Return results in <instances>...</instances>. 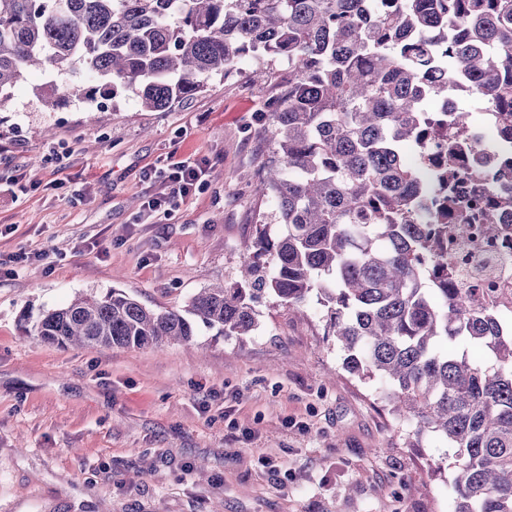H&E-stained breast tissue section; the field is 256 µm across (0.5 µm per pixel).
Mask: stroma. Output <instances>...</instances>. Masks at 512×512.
Wrapping results in <instances>:
<instances>
[{
  "mask_svg": "<svg viewBox=\"0 0 512 512\" xmlns=\"http://www.w3.org/2000/svg\"><path fill=\"white\" fill-rule=\"evenodd\" d=\"M258 69L272 79L253 81ZM287 75L284 60L248 58L155 112L131 91L48 109L40 72L11 89L0 261H34L0 270V512H453L452 448L433 434L406 446L411 424L390 414L384 384L342 372L319 295L298 309L261 296L251 335L200 324L158 349L61 348L25 331L115 288L165 310L232 284L243 241L274 221L253 188ZM171 152L206 167L205 187L143 218V174ZM21 167L37 190L11 191Z\"/></svg>",
  "mask_w": 512,
  "mask_h": 512,
  "instance_id": "stroma-1",
  "label": "stroma"
}]
</instances>
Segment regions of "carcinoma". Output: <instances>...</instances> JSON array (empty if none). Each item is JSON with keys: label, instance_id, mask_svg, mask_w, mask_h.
<instances>
[{"label": "carcinoma", "instance_id": "carcinoma-1", "mask_svg": "<svg viewBox=\"0 0 512 512\" xmlns=\"http://www.w3.org/2000/svg\"><path fill=\"white\" fill-rule=\"evenodd\" d=\"M254 54L288 62L268 113L274 155L256 188L276 205L279 234L256 225L241 281L156 311L120 289L45 313L33 335L60 347L160 348L201 321L224 336L256 327L267 293L299 307L314 293L342 370L386 382L390 412L454 449V512H512V335L492 308L448 287V211L497 233L495 216L445 196L461 175L411 166L404 148L444 123L417 101L468 82L512 134V0H0V105L32 67L80 68L68 94L92 104L122 89L145 111L196 96ZM443 70L447 77H426ZM45 107L65 94L41 88ZM272 263V269L264 268Z\"/></svg>", "mask_w": 512, "mask_h": 512}]
</instances>
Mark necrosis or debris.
<instances>
[{"instance_id": "necrosis-or-debris-1", "label": "necrosis or debris", "mask_w": 512, "mask_h": 512, "mask_svg": "<svg viewBox=\"0 0 512 512\" xmlns=\"http://www.w3.org/2000/svg\"><path fill=\"white\" fill-rule=\"evenodd\" d=\"M469 152L465 164L489 173L483 189H476L469 178L456 186L460 199L479 200L483 209L495 211L500 232L494 237L481 234L477 225H464L460 234L448 240V265L459 287L468 291L476 306L512 313V207H502L512 199V148L503 144L498 128L491 120L467 126Z\"/></svg>"}]
</instances>
